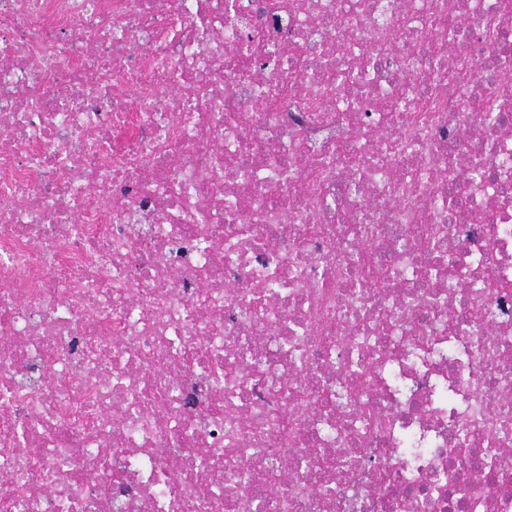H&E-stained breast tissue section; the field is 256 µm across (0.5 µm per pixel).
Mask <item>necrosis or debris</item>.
<instances>
[{
	"label": "necrosis or debris",
	"instance_id": "4bbe7bcc",
	"mask_svg": "<svg viewBox=\"0 0 512 512\" xmlns=\"http://www.w3.org/2000/svg\"><path fill=\"white\" fill-rule=\"evenodd\" d=\"M237 2L0 0V512H512V0Z\"/></svg>",
	"mask_w": 512,
	"mask_h": 512
}]
</instances>
